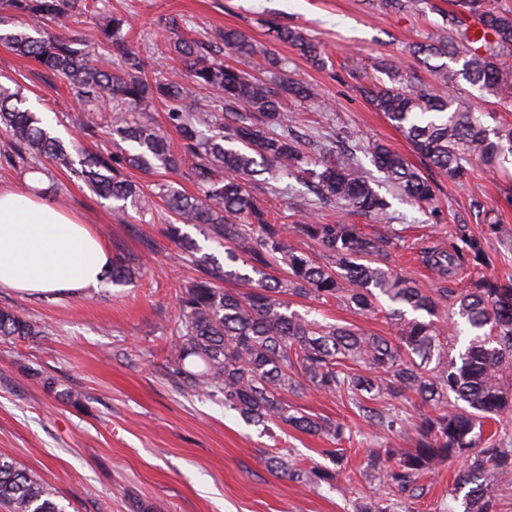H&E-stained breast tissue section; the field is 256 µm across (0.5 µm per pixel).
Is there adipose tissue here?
Returning a JSON list of instances; mask_svg holds the SVG:
<instances>
[{
  "instance_id": "adipose-tissue-1",
  "label": "adipose tissue",
  "mask_w": 512,
  "mask_h": 512,
  "mask_svg": "<svg viewBox=\"0 0 512 512\" xmlns=\"http://www.w3.org/2000/svg\"><path fill=\"white\" fill-rule=\"evenodd\" d=\"M41 172L0 188V287L27 296L83 295L98 287L111 254L89 224L49 201Z\"/></svg>"
}]
</instances>
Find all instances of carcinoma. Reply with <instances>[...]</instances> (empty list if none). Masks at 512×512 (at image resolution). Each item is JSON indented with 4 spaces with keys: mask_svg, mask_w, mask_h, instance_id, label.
<instances>
[{
    "mask_svg": "<svg viewBox=\"0 0 512 512\" xmlns=\"http://www.w3.org/2000/svg\"><path fill=\"white\" fill-rule=\"evenodd\" d=\"M101 0H0V8L29 23L0 32V42L60 78L86 103L112 104L109 131L133 150L112 155H84L76 174L105 199L127 205L146 201L137 184L121 176L128 165L151 173L175 169L181 156L193 158L198 193L188 195L168 184L156 195L180 224H193L224 246V259L251 267L258 275L221 267L183 286L177 315V342L169 368L184 391L219 397L247 423L279 422L304 433L346 440L345 428L294 408L287 395L318 391L351 401L372 419L384 440L366 452L367 467L383 487L406 498L421 495V480L442 464L457 460L466 469L448 495L462 499L463 512H504L501 492L512 489V280L487 273L492 260L485 238L457 224L446 247L423 252L422 261L446 281L463 268L478 276L457 291L431 293L398 275L388 265L398 248L386 229L373 237L338 219L318 224L305 216L296 232L318 243L328 259L321 265L288 245L285 228L271 224L248 190L255 176L274 169L297 174L320 204L389 223V203L375 188L389 183L419 205L434 204L436 186L401 154L384 144L368 148L380 177L338 147L322 159H305L291 119L283 112L286 97L316 100L311 85L280 78L276 87L224 64L221 49L259 54L258 66L282 70V59L256 50L236 29L213 40L179 39L175 51L187 77L143 78L145 62L127 44L125 20L113 16L101 30L103 42L120 56L113 66L98 53V43L44 28L97 8ZM442 14L438 33L410 49L433 73L423 83L401 62L384 65L390 85L365 89L370 104L401 129L417 153L449 177L465 181L476 168L495 169L512 157V123L497 112L475 113L457 95L460 81L476 86L484 97L512 104V9L498 0H454ZM276 38L316 65L324 63L320 46L300 28L278 26ZM449 62H444V59ZM196 89L215 94L218 109L185 112L181 103ZM169 106V121L179 135L183 155L149 115L153 100ZM0 126L12 138L13 161L32 169L48 158L62 165L73 159L36 113L23 107L19 92L0 84ZM122 261L112 265V284L132 278ZM236 278L256 281L248 292L220 288ZM334 299L361 314L387 311L396 336L389 340L356 325L323 324L289 309L288 297ZM393 307L384 309L382 299ZM428 319H408L401 306ZM465 326L458 356L454 342L442 334L436 317ZM40 331L22 317L0 310V336L29 338ZM411 396L431 412L411 427L399 408ZM415 429L412 448L394 437ZM330 465L308 469L272 456L270 466L313 486L330 483L347 453L326 448ZM466 493H461V490ZM55 489L0 455V503L11 512H65Z\"/></svg>",
    "mask_w": 512,
    "mask_h": 512,
    "instance_id": "cac0c4a2",
    "label": "carcinoma"
}]
</instances>
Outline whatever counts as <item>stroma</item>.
Returning a JSON list of instances; mask_svg holds the SVG:
<instances>
[{
	"label": "stroma",
	"instance_id": "1",
	"mask_svg": "<svg viewBox=\"0 0 512 512\" xmlns=\"http://www.w3.org/2000/svg\"><path fill=\"white\" fill-rule=\"evenodd\" d=\"M450 0H422L395 12L384 0H106L79 29L97 35L111 13L126 19L130 45L143 57L148 80L182 71L175 38L199 40L232 28L255 47L286 61L288 78L313 84L319 102L286 99L293 131L310 156L335 138L363 148L378 141L416 167L424 161L413 146L362 94L381 80L380 64L405 59L420 80H430L408 47L437 32ZM180 23L177 33L163 19ZM306 29L320 43L325 68L313 66L295 48L279 42L274 26ZM0 83L20 91L26 107L54 116V133L90 154L113 149L105 129L84 132L83 107L60 79L0 43ZM46 183L58 186L54 203L79 213L107 242L113 260L140 264L136 277L115 286L104 282L78 297H21L0 287V309L39 326L33 338L0 336V454L52 485L66 512H353L355 498L378 492L366 471V448L382 434L347 399L308 391L291 402L308 414L342 424L353 441L349 467L333 485L314 487L271 470L272 455H287L299 467L324 464L331 442L288 427L269 430L246 424L217 397L183 391L167 369L176 336L181 287L202 277L204 267L182 251L180 238L195 241L201 254L223 264L224 249L189 224L173 225L160 199L147 210L117 217L112 201L93 193L68 167L43 162ZM439 217L402 198L390 185L380 194L391 204L393 234L400 247L389 259L398 273L425 289L463 287L467 275L440 282L421 253L443 247L458 221L484 234L490 222L512 226V207L503 193L512 188V162L457 185L435 174ZM253 197L271 223L287 228L289 244L317 262L325 256L295 230L297 207L314 194L288 176L264 175L251 183ZM292 310L331 323L355 324L393 337L384 314L368 317L342 309L336 301L292 298ZM79 393V403L60 391ZM461 462L442 465L424 480V494L412 512H459L448 489Z\"/></svg>",
	"mask_w": 512,
	"mask_h": 512
}]
</instances>
